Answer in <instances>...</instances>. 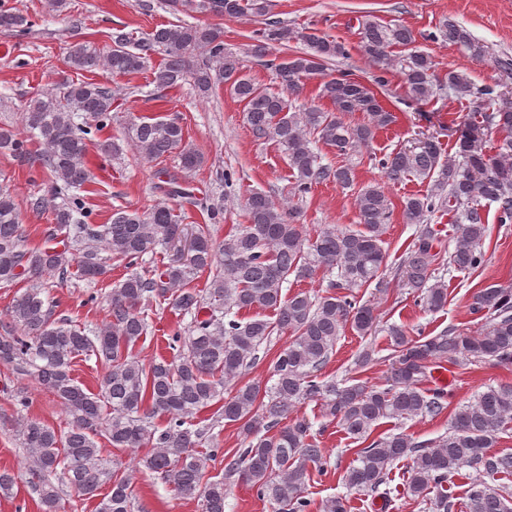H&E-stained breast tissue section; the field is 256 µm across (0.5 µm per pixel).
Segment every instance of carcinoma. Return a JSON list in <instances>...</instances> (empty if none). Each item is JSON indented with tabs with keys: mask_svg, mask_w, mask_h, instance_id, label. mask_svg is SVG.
Masks as SVG:
<instances>
[{
	"mask_svg": "<svg viewBox=\"0 0 512 512\" xmlns=\"http://www.w3.org/2000/svg\"><path fill=\"white\" fill-rule=\"evenodd\" d=\"M167 6L174 13L248 14L263 20L249 53L267 61L280 90L262 87L244 74L242 60L224 46L222 27L179 22L137 39L116 32L106 52L88 40L71 43L67 59L78 78L30 100L22 113L42 146L37 156L13 130L0 127V152L21 163L34 158L51 173L48 195L31 205L37 210L51 207L54 224L66 234L61 249L25 247L14 200L9 191L0 190V285L27 283L12 297L8 321L0 324V365L47 387L70 417L64 433L23 416L12 424L26 452L29 487L39 495L43 512H60L64 484L89 497L107 485L99 512H132V484L106 467L98 436L118 450L152 448L142 459L145 469L176 493L201 499L202 512H224V481L204 479L206 456L198 448L206 442V431L192 428L196 415L213 405L217 418L237 425L243 436L244 447L226 465L227 478L235 476L255 488L274 512H308L306 485L312 470L322 471L323 451L311 438L310 422L289 418L306 400L320 402L326 417L363 443L344 477L350 491L389 498L391 466L405 458L411 462L405 494L429 502L432 512H454L448 480L461 469L490 477L512 475V453L491 451L498 433L512 423V386L490 385L474 401L455 407L448 433L430 444L405 433L377 432L382 419L435 418L447 410L448 392L432 384L431 368L437 363L462 356L512 364V288L491 285L473 294L470 310L489 318L476 336L450 329L412 337L402 325L387 326L392 354L383 388L362 381L340 387L321 377L345 327L360 336L377 331V307L357 301L346 290L374 282L379 294L387 292L378 274L386 260L384 235L393 214L385 186L373 182L355 197L362 229L326 228L312 239L302 232L298 199L324 182L351 186L356 170L352 157L377 131L396 121L364 83L346 75L326 78L329 61L345 55V46L315 28L296 29L268 18L269 0H167ZM30 29L22 11L0 9V30L23 37ZM438 34L472 56L485 53L452 20H443ZM292 42L303 49L271 58L274 50ZM415 42L413 31L404 25L371 18L361 22L363 55L383 70L400 65L410 98L425 102L436 80L432 57L412 50L392 58L393 48L407 49ZM157 55L161 63L149 68ZM147 68L160 93L190 80L203 97L222 84L243 103L244 122L253 137L275 143L288 159L294 175L288 206L262 192L251 193L246 202L249 223L237 225L218 242L214 226L224 221V209L204 202L185 178L173 176L166 181L164 198L199 209L206 215L204 223L184 226L166 201L142 213L119 210L109 224L89 223L77 191L91 181L85 165L89 142L112 123V88L86 74L105 69L130 76ZM314 79L320 80V97L332 108L295 105L306 82ZM444 80L448 90L475 108L473 117L454 129L462 162L445 157L441 143L431 136L391 153L381 168L393 183L411 176L432 182L430 193L403 199V218L408 224H424L437 211L452 214L454 248L448 266L466 272L484 263V208L496 206L499 222L512 223V100L502 98L498 85L477 87L466 72L451 67ZM487 104L496 105L495 111H483ZM348 112H363L367 121L352 126L343 120ZM492 126L500 137L489 147L485 130ZM127 134L147 159L176 153L184 173L202 163L185 144L177 117L133 120ZM315 140L335 150L342 163H321L311 147ZM59 197L62 202H55ZM437 246L433 231L421 229L400 271L404 285L429 312L443 309L448 301V285L430 272ZM159 248L169 252L168 263L151 276L134 272L119 282L112 289L108 321L101 327L86 329L55 317L44 296L45 278L64 281L74 268L78 277L97 281L107 273V254L133 265ZM320 268L338 270V280L326 294H283L288 276L306 278ZM206 270L214 275L205 294L186 287L190 272ZM169 296L180 314L191 316L188 335L171 336L178 361L144 364L132 355V347L148 330L142 306ZM233 310L271 311L276 319L254 316L243 321L229 317ZM282 330L289 332V340L272 360L275 382L246 383L224 397L226 383L254 365L261 345ZM79 356L93 357L106 367L95 393L71 376V364ZM159 416L168 418L163 430L154 423ZM466 499L468 512H512V493L480 477L468 483ZM319 512H349V499L329 497Z\"/></svg>",
	"mask_w": 512,
	"mask_h": 512,
	"instance_id": "cac0c4a2",
	"label": "carcinoma"
}]
</instances>
